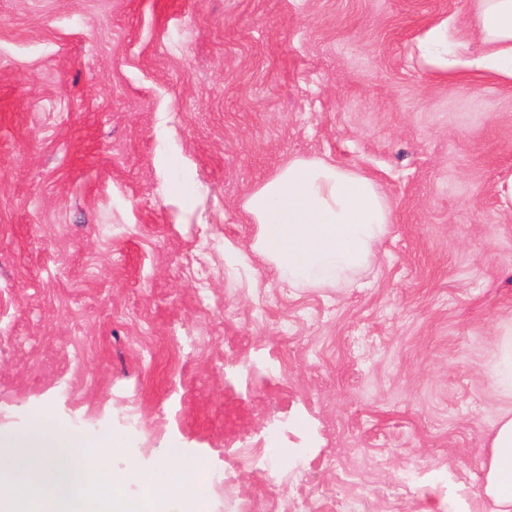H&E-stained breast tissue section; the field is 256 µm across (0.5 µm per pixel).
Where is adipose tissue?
<instances>
[{
    "mask_svg": "<svg viewBox=\"0 0 512 512\" xmlns=\"http://www.w3.org/2000/svg\"><path fill=\"white\" fill-rule=\"evenodd\" d=\"M476 2L465 38L449 42L444 20L428 29L425 62L438 70H488L512 80V0ZM243 208L257 226L251 252L298 287H333L370 266L392 221L387 194L372 178L304 157L290 159L251 190ZM8 445L30 449L35 473L0 492L6 512H16L22 501L33 502L36 512H141V503L107 488L90 497L85 484H56L62 463L43 451L70 448L74 441L51 424L35 423ZM483 493L496 512H512V417L494 431Z\"/></svg>",
    "mask_w": 512,
    "mask_h": 512,
    "instance_id": "adipose-tissue-1",
    "label": "adipose tissue"
}]
</instances>
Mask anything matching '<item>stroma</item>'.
I'll return each instance as SVG.
<instances>
[{"instance_id":"stroma-1","label":"stroma","mask_w":512,"mask_h":512,"mask_svg":"<svg viewBox=\"0 0 512 512\" xmlns=\"http://www.w3.org/2000/svg\"><path fill=\"white\" fill-rule=\"evenodd\" d=\"M473 4L0 0V439L44 420L116 475L171 461L203 512H491L512 82L417 57ZM297 156L390 202L336 288L248 250L246 195ZM283 455V448L279 447V431L272 430L268 435V444L266 448H262L257 459V464L260 467L271 469L275 468L277 463L285 461Z\"/></svg>"}]
</instances>
